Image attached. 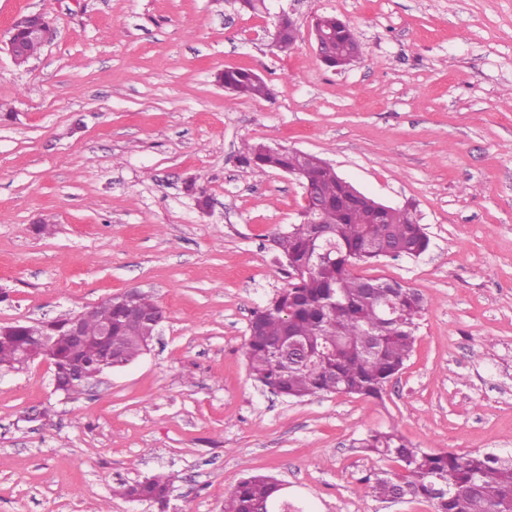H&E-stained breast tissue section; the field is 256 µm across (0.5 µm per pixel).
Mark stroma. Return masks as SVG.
I'll return each instance as SVG.
<instances>
[{
  "instance_id": "1",
  "label": "stroma",
  "mask_w": 512,
  "mask_h": 512,
  "mask_svg": "<svg viewBox=\"0 0 512 512\" xmlns=\"http://www.w3.org/2000/svg\"><path fill=\"white\" fill-rule=\"evenodd\" d=\"M267 6L0 0V325L129 288L165 316L148 352L73 396L45 361L0 372V512H224L249 473L287 483L288 512H435L365 496L359 477L394 464L355 440L395 428L425 451L512 455V0ZM26 12L54 33L20 67L8 28ZM282 12L301 34L285 53ZM324 14L360 35L345 70L308 36ZM228 68L256 71L272 97L225 92ZM246 142L415 205L429 250L354 269L426 301L382 400H290L250 375L252 315L292 280L272 239L304 201L281 171L243 174ZM162 471L166 510L117 492Z\"/></svg>"
}]
</instances>
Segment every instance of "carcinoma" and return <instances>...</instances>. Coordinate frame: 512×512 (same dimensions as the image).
Here are the masks:
<instances>
[{"label": "carcinoma", "mask_w": 512, "mask_h": 512, "mask_svg": "<svg viewBox=\"0 0 512 512\" xmlns=\"http://www.w3.org/2000/svg\"><path fill=\"white\" fill-rule=\"evenodd\" d=\"M320 20L335 31L331 50L341 56L361 44L354 28L333 15ZM218 80L234 83L235 96L267 98L271 89L251 69H228ZM245 169H281L302 166L317 183L323 200L322 225L331 231L336 251L327 263H317L318 228L301 222L276 236L288 266L300 271L291 287L253 313L258 332L249 333L245 358L249 372L269 392L303 400L341 392L379 399L384 386L404 368L413 351L424 298L398 281L354 274L353 268L383 258L386 245L400 248V256L425 253L430 244L423 225L408 208L382 212L367 202L352 203L353 186L336 175L325 160L265 143H246L240 154ZM379 218L381 223L372 220ZM133 319L117 296L95 305L86 333L112 323V356L130 363L142 352L146 323L160 307L146 294L138 301ZM70 320H54L60 331L53 336L49 360L56 390L71 395L88 378L105 371L107 347L91 340L74 346L61 328ZM20 337L0 334V370H17ZM359 447L399 464L396 470L369 472L359 479L370 496L424 498L435 512H512V457L493 453L425 452L411 447L396 430L372 431L357 440ZM173 477L155 474L124 485L130 499L164 505ZM280 480L268 474H248L230 491L224 512H284Z\"/></svg>", "instance_id": "carcinoma-1"}]
</instances>
